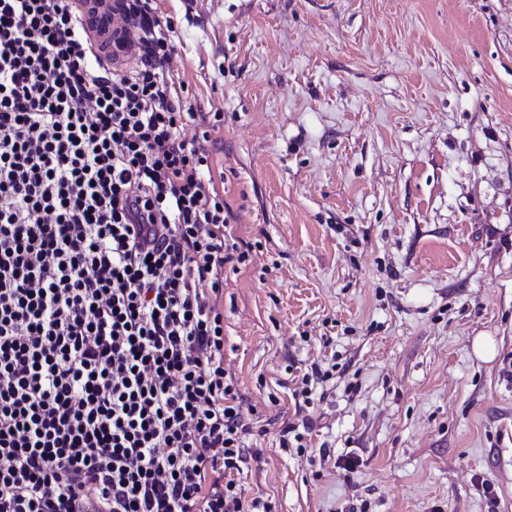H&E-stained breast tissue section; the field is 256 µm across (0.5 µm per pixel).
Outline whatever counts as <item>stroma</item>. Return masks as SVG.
Returning <instances> with one entry per match:
<instances>
[{
	"label": "stroma",
	"mask_w": 512,
	"mask_h": 512,
	"mask_svg": "<svg viewBox=\"0 0 512 512\" xmlns=\"http://www.w3.org/2000/svg\"><path fill=\"white\" fill-rule=\"evenodd\" d=\"M154 5L185 107L224 115L245 498L512 512V0Z\"/></svg>",
	"instance_id": "stroma-1"
}]
</instances>
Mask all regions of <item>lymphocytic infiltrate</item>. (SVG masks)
I'll list each match as a JSON object with an SVG mask.
<instances>
[{"instance_id":"obj_1","label":"lymphocytic infiltrate","mask_w":512,"mask_h":512,"mask_svg":"<svg viewBox=\"0 0 512 512\" xmlns=\"http://www.w3.org/2000/svg\"><path fill=\"white\" fill-rule=\"evenodd\" d=\"M120 8L138 52L108 71L70 0H0V512H260L224 194L184 136L173 18Z\"/></svg>"}]
</instances>
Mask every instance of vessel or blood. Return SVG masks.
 <instances>
[{
    "mask_svg": "<svg viewBox=\"0 0 512 512\" xmlns=\"http://www.w3.org/2000/svg\"><path fill=\"white\" fill-rule=\"evenodd\" d=\"M83 31L103 63L129 58L137 44L132 25L120 19L119 0H73Z\"/></svg>",
    "mask_w": 512,
    "mask_h": 512,
    "instance_id": "obj_1",
    "label": "vessel or blood"
}]
</instances>
